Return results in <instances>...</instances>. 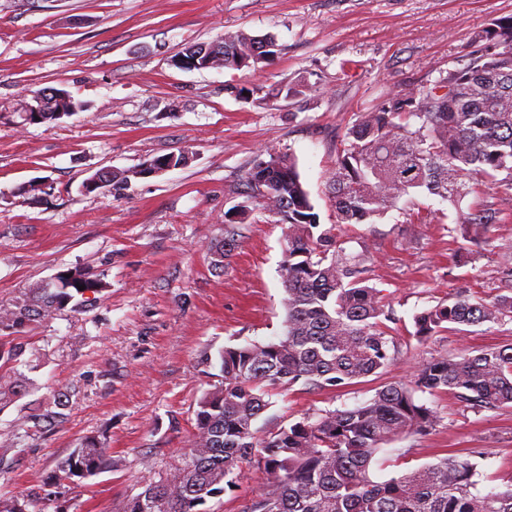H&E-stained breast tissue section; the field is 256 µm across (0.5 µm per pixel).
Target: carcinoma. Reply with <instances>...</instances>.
Wrapping results in <instances>:
<instances>
[{"label": "carcinoma", "instance_id": "obj_1", "mask_svg": "<svg viewBox=\"0 0 512 512\" xmlns=\"http://www.w3.org/2000/svg\"><path fill=\"white\" fill-rule=\"evenodd\" d=\"M469 64L425 85L390 92L380 105L360 112L336 141L327 178L336 224L320 228L295 159L273 148L254 160L248 185L273 217H288V245L280 264L285 292L283 334L247 342L220 354L223 381L197 403L184 451L164 472L145 465L142 491L127 496L119 512H207L208 499L224 492L253 462L265 475L247 512H512V483L478 489L477 464L443 457L414 471L376 481L374 457L393 441L426 433L440 421L436 408L418 394L450 392L461 403L485 409L512 407V345L440 356L420 364L405 383L389 384L353 408L326 410L276 433L257 436L255 421L272 390L300 381L340 389L386 369L394 348L393 317L385 296L361 277L364 259L346 255L342 227L364 224L416 193L437 195L456 206L474 186L497 190L495 201L476 212H461L454 231L466 241L499 221L512 205V17L496 19L478 35ZM271 36L240 33L232 39L190 45L181 55L203 70L208 62L252 70L278 56ZM317 91L305 74L274 98L304 99ZM49 111L37 123L60 118L74 101L56 88L37 91ZM99 188L123 189L129 175L100 170ZM239 232L227 231L211 250L213 267L238 248ZM84 291L101 292L98 282L77 270L32 287L0 305V408L32 385L18 369L19 334L54 318ZM512 321V297L440 301L414 317L415 336L427 339L451 327ZM70 392L53 391L39 420L52 425L64 417ZM112 464L109 449L88 439L57 466V485L66 488ZM29 500L0 499V512H30Z\"/></svg>", "mask_w": 512, "mask_h": 512}]
</instances>
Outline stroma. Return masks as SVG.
Masks as SVG:
<instances>
[{
    "label": "stroma",
    "instance_id": "35a3bbf8",
    "mask_svg": "<svg viewBox=\"0 0 512 512\" xmlns=\"http://www.w3.org/2000/svg\"><path fill=\"white\" fill-rule=\"evenodd\" d=\"M512 0H0V304L24 288L77 269L101 281L94 300L60 311L22 335L34 391L0 409V497L36 512H119L138 493L144 460L168 469L184 447L197 402L222 380L224 347L265 343L283 333L279 266L286 225L257 206L248 172L265 149L293 154L300 179L332 224L326 178L338 136L355 113L388 92L433 82L468 64L492 20ZM269 34L281 53L258 71H184L169 66L185 47ZM320 89L288 104L269 97L303 73ZM251 88L241 98L227 84ZM67 90L83 111L49 124H22L31 91ZM186 152L185 166L138 177L152 158ZM129 172L120 193L92 192L95 172ZM39 184L31 201L29 184ZM416 202L443 223L410 224L393 209L345 229L350 255H367L364 276L382 289L395 318L393 360L380 375L341 390L298 383L273 391L255 427L265 437L326 410L369 400L407 382L439 355L512 343V322L414 337V317L457 294L512 296L501 255L512 244V209L481 246L454 241L459 212L436 196ZM247 212L239 247L215 272L210 249L225 216ZM72 387L62 423L39 429L29 417L50 391ZM436 427L388 445L370 472L385 480L451 455L475 460L481 487L512 482V407L474 409L449 393L423 394ZM102 434L112 467L56 493L58 463ZM264 481L241 465L234 487L208 512H245Z\"/></svg>",
    "mask_w": 512,
    "mask_h": 512
}]
</instances>
